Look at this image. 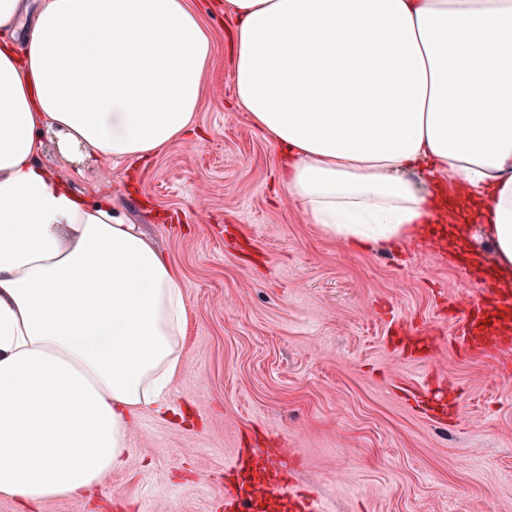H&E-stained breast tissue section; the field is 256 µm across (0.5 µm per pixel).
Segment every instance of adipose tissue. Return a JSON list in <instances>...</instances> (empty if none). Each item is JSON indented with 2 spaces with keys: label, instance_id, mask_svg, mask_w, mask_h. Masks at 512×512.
<instances>
[{
  "label": "adipose tissue",
  "instance_id": "obj_1",
  "mask_svg": "<svg viewBox=\"0 0 512 512\" xmlns=\"http://www.w3.org/2000/svg\"><path fill=\"white\" fill-rule=\"evenodd\" d=\"M235 107L328 237L399 246L471 204L512 279V0H224ZM214 52L191 0H0V496L93 492L169 416L186 300L111 195L39 162L42 130L140 162L181 138ZM419 169L417 191L403 179Z\"/></svg>",
  "mask_w": 512,
  "mask_h": 512
}]
</instances>
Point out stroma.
Here are the masks:
<instances>
[{
	"label": "stroma",
	"instance_id": "obj_1",
	"mask_svg": "<svg viewBox=\"0 0 512 512\" xmlns=\"http://www.w3.org/2000/svg\"><path fill=\"white\" fill-rule=\"evenodd\" d=\"M214 56L198 131L129 171L46 132L40 159L88 202L111 193L177 269L188 320L168 396L126 466L38 512H225L237 458L267 448L304 512H512V345L457 336L496 294L478 227L456 259L414 239L358 250L282 189L280 150L232 111L228 20L192 0Z\"/></svg>",
	"mask_w": 512,
	"mask_h": 512
}]
</instances>
